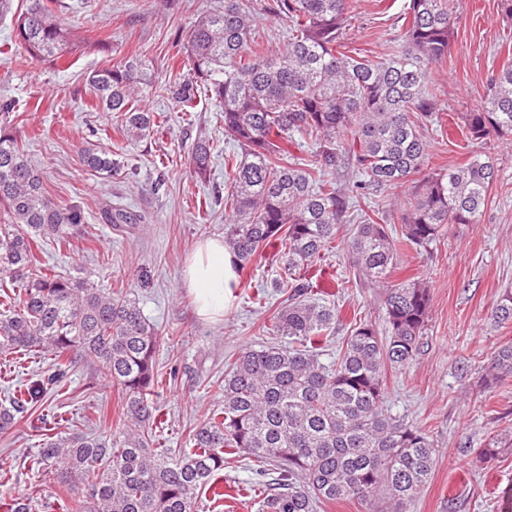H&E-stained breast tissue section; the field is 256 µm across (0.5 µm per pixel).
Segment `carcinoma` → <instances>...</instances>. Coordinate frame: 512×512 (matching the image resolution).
<instances>
[{
	"instance_id": "cac0c4a2",
	"label": "carcinoma",
	"mask_w": 512,
	"mask_h": 512,
	"mask_svg": "<svg viewBox=\"0 0 512 512\" xmlns=\"http://www.w3.org/2000/svg\"><path fill=\"white\" fill-rule=\"evenodd\" d=\"M54 0H30L15 18L20 60L51 58L74 45ZM457 0H410L404 32L383 62L347 50L344 23L353 0H273L269 12L291 22L287 49L275 56L255 41L249 14L224 0L202 17L183 52L192 78L166 89L183 107L203 93L224 114V136L241 154L224 158L230 188L224 208L232 220L224 245L247 268L270 244L286 280L287 297L263 325L270 341L241 349L228 361L222 399L189 431L190 448L172 454L155 448L162 424L153 401L162 372L156 352L162 337L124 288H99L50 270L39 258L47 241L70 244L83 232L80 206L45 195L13 132L15 102L0 99V354L49 356L36 383L0 404V429L24 418L68 377L72 355L93 359L117 389V423L90 435H56L42 443L36 464L57 477L65 512H194L198 492L224 496V461L267 464L257 484L260 512H315L323 501H352L375 512H409L432 477L437 449L429 434L384 409L387 371L416 358L426 326L430 292L418 280L387 285V334L355 324L336 361H321L335 332L338 306L313 297L304 273L335 242L348 213L347 194L404 193L401 237L422 246L449 224H476L494 183L492 163L473 158L439 172L428 169L421 130L438 121L429 88L434 64L447 58L457 23ZM147 62L139 55L98 69L88 78L97 108L120 121L139 141L155 126L142 105L149 94ZM472 140L512 135V63L491 78L484 109L465 112ZM301 135L314 162H298L288 143ZM96 173L115 162L92 146L80 150ZM352 156L359 179L342 191L325 178ZM210 141L193 145L190 165L207 176ZM349 262L376 283L396 264L387 225L360 217L345 242ZM512 323V292L492 311ZM512 377V344L489 356L484 382Z\"/></svg>"
}]
</instances>
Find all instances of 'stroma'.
<instances>
[{"label": "stroma", "instance_id": "obj_1", "mask_svg": "<svg viewBox=\"0 0 512 512\" xmlns=\"http://www.w3.org/2000/svg\"><path fill=\"white\" fill-rule=\"evenodd\" d=\"M255 35L273 51L287 44L288 23L268 15L270 0H245ZM220 0H85L78 11H60L80 46L54 62L19 63L12 54L13 20L0 19V97L16 103V136L24 156L43 178L55 203H80L85 233L71 246H45L41 259L56 272L89 278L98 287L132 290L144 316L165 341L157 350L164 371L156 403L165 418L161 448L187 447L190 426L219 398L225 362L243 347L263 342L262 327L280 308L274 285L283 273L269 247L237 278L232 300L218 321L196 316L183 286L185 265L208 238L224 235V119L207 97L182 111L167 94L190 75L179 54L195 21ZM409 0H355L345 23L350 49L380 62L394 49ZM451 55L432 69L430 89L443 109L441 131L425 130L430 168L448 169L474 157L493 164L496 179L478 223L453 224L422 247L406 246L390 283L414 277L430 290L431 306L420 351L406 369L391 372L384 407L428 431L437 448L432 479L410 512H512V447L483 458L493 437L512 438V377L483 382V364L498 346L512 342V323L496 324L491 313L512 291V141H468L462 113L484 106L491 77L512 58V21L498 0H459ZM139 54L149 62L153 86L145 103L158 122L140 141L125 139L111 113L91 110L87 78ZM201 137L213 141L209 179L196 178L189 152ZM92 141L120 163L103 175L87 170L79 148ZM132 214L130 224H107L105 206ZM316 298L336 304L342 319L322 355L335 361L356 320L387 331L381 286L356 276L341 241L329 246L311 272ZM117 391L92 360L74 357L66 382L47 403L30 409L15 428L0 432V512L15 499L31 512H50L52 481L35 459L44 438L101 430L99 414H113ZM261 465L253 460L224 464V498L201 490L196 512H258L249 488Z\"/></svg>", "mask_w": 512, "mask_h": 512}]
</instances>
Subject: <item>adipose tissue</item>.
Masks as SVG:
<instances>
[{
  "label": "adipose tissue",
  "mask_w": 512,
  "mask_h": 512,
  "mask_svg": "<svg viewBox=\"0 0 512 512\" xmlns=\"http://www.w3.org/2000/svg\"><path fill=\"white\" fill-rule=\"evenodd\" d=\"M235 259L223 240L209 239L188 259L184 281L194 299L199 317L222 319L236 283Z\"/></svg>",
  "instance_id": "obj_1"
}]
</instances>
